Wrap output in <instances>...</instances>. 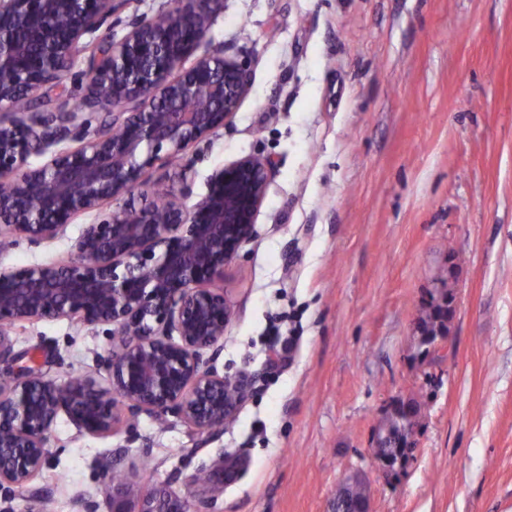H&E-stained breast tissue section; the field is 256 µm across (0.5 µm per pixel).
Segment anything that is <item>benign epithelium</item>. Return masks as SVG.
Listing matches in <instances>:
<instances>
[{
	"mask_svg": "<svg viewBox=\"0 0 512 512\" xmlns=\"http://www.w3.org/2000/svg\"><path fill=\"white\" fill-rule=\"evenodd\" d=\"M121 0H0V237L32 244L96 213L66 263L0 268V362L19 360L8 334L24 320L68 318L112 326L106 382L85 375L56 385L36 369L0 378V487H26L49 460L60 415L77 432L105 435L122 417L175 413L200 432L224 425L247 382L219 374L231 304L214 287L255 234L275 165L246 156L217 170L192 204L188 187L164 206L104 207L146 185L145 172L230 123L251 71L208 47L223 0H177L152 20L131 22L119 40L100 32ZM190 66H185L188 60ZM86 63V109L94 131L28 102ZM193 107H184V101ZM44 162L32 166L31 158ZM112 512H187L166 489L113 484Z\"/></svg>",
	"mask_w": 512,
	"mask_h": 512,
	"instance_id": "7a95c632",
	"label": "benign epithelium"
}]
</instances>
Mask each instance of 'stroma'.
Returning <instances> with one entry per match:
<instances>
[{"label":"stroma","instance_id":"stroma-1","mask_svg":"<svg viewBox=\"0 0 512 512\" xmlns=\"http://www.w3.org/2000/svg\"><path fill=\"white\" fill-rule=\"evenodd\" d=\"M174 5L123 0L107 24L120 36ZM207 38L250 63V92L130 202L184 181L201 197L246 155L275 163L222 283L233 315L216 366L248 394L211 434L171 413L105 436L59 417L48 464L0 490V512H80L82 498L112 512L117 470L188 512H332L352 475L369 512H512V0H224ZM86 91L78 66L32 104L67 111ZM81 229L4 245L0 266L70 260ZM446 284L455 316L434 349L420 310ZM9 334L58 384L112 347L105 327L65 319ZM396 399L421 404L417 448L388 474L373 439Z\"/></svg>","mask_w":512,"mask_h":512}]
</instances>
